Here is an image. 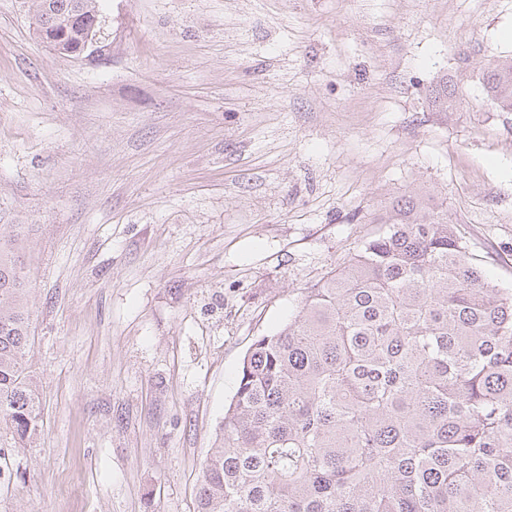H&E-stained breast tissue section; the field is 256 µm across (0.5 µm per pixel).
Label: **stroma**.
<instances>
[{"label":"stroma","instance_id":"35a3bbf8","mask_svg":"<svg viewBox=\"0 0 512 512\" xmlns=\"http://www.w3.org/2000/svg\"><path fill=\"white\" fill-rule=\"evenodd\" d=\"M88 57L0 0V232L43 426L0 512H194L260 335L397 201L512 289V0H104ZM454 86L456 111L429 92ZM481 80L486 97L500 111L512 112V58L489 60L484 67ZM459 93L448 86V81L443 80L436 85L429 94V104L434 112H451L454 109Z\"/></svg>","mask_w":512,"mask_h":512}]
</instances>
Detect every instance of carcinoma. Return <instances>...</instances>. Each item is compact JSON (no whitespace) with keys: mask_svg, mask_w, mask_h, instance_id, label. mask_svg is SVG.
<instances>
[{"mask_svg":"<svg viewBox=\"0 0 512 512\" xmlns=\"http://www.w3.org/2000/svg\"><path fill=\"white\" fill-rule=\"evenodd\" d=\"M36 2L38 37L60 31L49 47L83 57L99 0ZM481 84L512 112V58ZM457 98L444 79L429 104ZM379 223L249 347L195 512H512V290L425 200ZM15 242L0 236V449L41 430Z\"/></svg>","mask_w":512,"mask_h":512,"instance_id":"1","label":"carcinoma"}]
</instances>
